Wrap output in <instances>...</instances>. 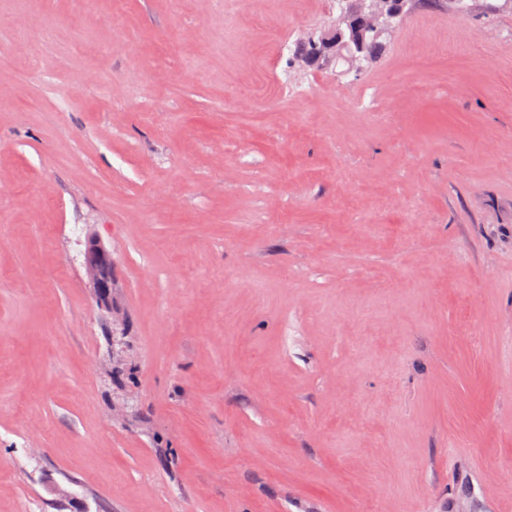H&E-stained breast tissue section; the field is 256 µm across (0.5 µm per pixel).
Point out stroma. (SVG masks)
Here are the masks:
<instances>
[{"label":"stroma","mask_w":512,"mask_h":512,"mask_svg":"<svg viewBox=\"0 0 512 512\" xmlns=\"http://www.w3.org/2000/svg\"><path fill=\"white\" fill-rule=\"evenodd\" d=\"M336 15L0 0V512H512V0ZM344 1V0H342ZM338 12V22L331 34L324 40V49L319 56L326 66L333 61L351 59L338 53L347 40L360 43L364 34L371 29L380 28L379 32L392 33L394 22L403 14L406 0H345ZM84 266L97 303L109 308L112 305V253L96 235L86 239Z\"/></svg>","instance_id":"35a3bbf8"}]
</instances>
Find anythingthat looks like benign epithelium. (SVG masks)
Returning a JSON list of instances; mask_svg holds the SVG:
<instances>
[{
    "label": "benign epithelium",
    "mask_w": 512,
    "mask_h": 512,
    "mask_svg": "<svg viewBox=\"0 0 512 512\" xmlns=\"http://www.w3.org/2000/svg\"><path fill=\"white\" fill-rule=\"evenodd\" d=\"M406 0H345L338 12V22L324 40V49L319 53L326 65L344 58L339 48L351 40L362 41L371 29L380 33H391L394 22L403 14ZM84 266L90 278L96 301L103 307L112 305V253L95 235L87 237L84 250Z\"/></svg>",
    "instance_id": "benign-epithelium-1"
}]
</instances>
